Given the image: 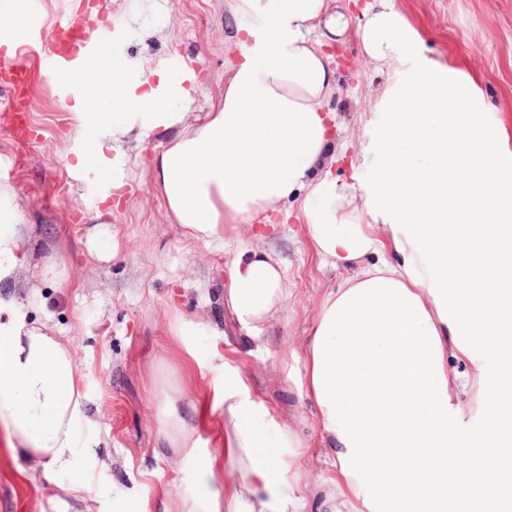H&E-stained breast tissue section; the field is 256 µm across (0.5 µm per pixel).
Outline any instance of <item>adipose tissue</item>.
<instances>
[{
	"mask_svg": "<svg viewBox=\"0 0 512 512\" xmlns=\"http://www.w3.org/2000/svg\"><path fill=\"white\" fill-rule=\"evenodd\" d=\"M230 3L262 27L230 34L240 60L202 122L170 111L191 97L166 72L135 75L115 61L93 80L70 75L83 142L75 171L106 168L104 140L119 152L135 127L162 130L153 173L167 217L207 244L300 192L323 197L304 211L307 233L327 264L353 271L324 296L306 350L307 394L336 452L334 498L348 512H472L478 489L512 512V376L502 372L512 365V132L471 76L423 54L391 0L355 25L331 0ZM316 30L356 31L362 53L394 79L376 102L388 132L358 160L371 178L333 174L337 116L325 102L338 78ZM22 223L18 213L0 226V440L52 470L69 463L85 403L71 339L18 311ZM285 297L271 252L238 254L227 298L242 328L258 330ZM453 359L471 373H450ZM221 366L224 456L198 467L206 491L177 512H305L289 432L278 452H263L246 424L255 403L243 378ZM185 398L162 392L159 445L193 458ZM474 413L485 420L476 435L464 424Z\"/></svg>",
	"mask_w": 512,
	"mask_h": 512,
	"instance_id": "adipose-tissue-1",
	"label": "adipose tissue"
}]
</instances>
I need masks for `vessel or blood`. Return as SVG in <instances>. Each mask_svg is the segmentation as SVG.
<instances>
[{
	"instance_id": "1",
	"label": "vessel or blood",
	"mask_w": 512,
	"mask_h": 512,
	"mask_svg": "<svg viewBox=\"0 0 512 512\" xmlns=\"http://www.w3.org/2000/svg\"><path fill=\"white\" fill-rule=\"evenodd\" d=\"M99 6L98 34L88 35L75 12L70 11L56 24L59 42L52 50L45 51L40 47L41 16L33 8L32 0H0L1 12L21 14L26 34L25 41L21 42L14 27H0V44L14 47L13 53H0V84L9 94L6 105L0 108V128L7 130L15 145L26 147L37 139L33 125L24 120L35 77L52 82L58 99L66 102L76 94L75 86L68 81L71 73L81 71L91 79L98 76L99 59L107 56L122 32V24L109 10L108 0H99Z\"/></svg>"
}]
</instances>
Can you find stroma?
<instances>
[{
    "label": "stroma",
    "mask_w": 512,
    "mask_h": 512,
    "mask_svg": "<svg viewBox=\"0 0 512 512\" xmlns=\"http://www.w3.org/2000/svg\"><path fill=\"white\" fill-rule=\"evenodd\" d=\"M124 33L113 56L132 68L171 71L183 65L193 123L224 94V71L236 58L230 28L258 26L254 15L232 16L227 0H109ZM421 38L429 57L475 78L492 112L512 130V0H393ZM338 71L339 91L327 111L348 128L337 176L351 172L356 154L384 135L387 113L372 103L388 74L362 55L356 37L324 41ZM31 113L39 141L12 178H0V212L25 215L29 257L20 269L19 309L27 322H50L74 344L87 418L77 427L67 468L46 474L42 463L0 450V512H174L180 498L203 494L194 461L158 451L162 418L152 396L154 374L189 387L196 404L213 402L224 373L210 363L221 353L237 366L256 402L248 420L275 450L282 429L299 446L296 466L308 481L307 512H328L324 500L336 477L335 457L322 444L315 407L306 395L305 345L323 295L347 274L322 263L305 232L301 200L277 224L264 226L265 245L284 263L286 298L261 332L242 329L224 293L232 260L257 241L245 225L223 243L183 237L158 196L152 160L164 146L153 132L124 146L118 202L104 216L87 204L94 184L73 178L81 142L72 112L53 90L37 89ZM62 261L67 284L42 274L45 260ZM191 322L196 359L184 357L168 327L175 315ZM87 497L69 491L75 480Z\"/></svg>",
    "instance_id": "obj_1"
}]
</instances>
